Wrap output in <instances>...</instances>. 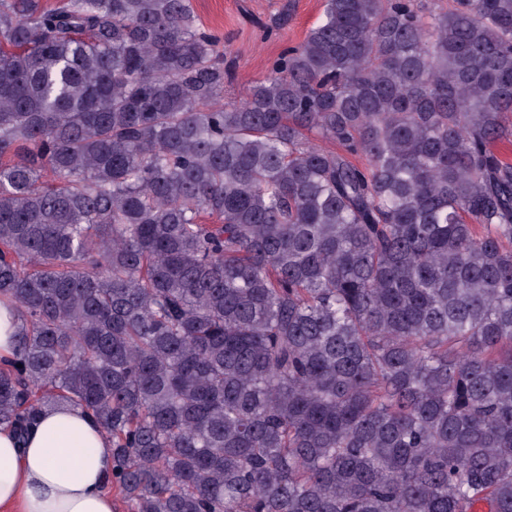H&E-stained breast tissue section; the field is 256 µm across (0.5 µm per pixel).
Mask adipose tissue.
Wrapping results in <instances>:
<instances>
[{"label":"adipose tissue","mask_w":512,"mask_h":512,"mask_svg":"<svg viewBox=\"0 0 512 512\" xmlns=\"http://www.w3.org/2000/svg\"><path fill=\"white\" fill-rule=\"evenodd\" d=\"M112 442L85 411L46 409L25 439L0 426V512H115Z\"/></svg>","instance_id":"obj_1"}]
</instances>
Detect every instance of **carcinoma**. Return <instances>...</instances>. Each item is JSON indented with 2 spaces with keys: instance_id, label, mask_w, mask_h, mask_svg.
I'll list each match as a JSON object with an SVG mask.
<instances>
[{
  "instance_id": "obj_1",
  "label": "carcinoma",
  "mask_w": 512,
  "mask_h": 512,
  "mask_svg": "<svg viewBox=\"0 0 512 512\" xmlns=\"http://www.w3.org/2000/svg\"><path fill=\"white\" fill-rule=\"evenodd\" d=\"M219 45L0 0V424L82 407L131 512H512V0ZM20 320L10 313V308L0 303V361L12 357L17 351V337L15 336Z\"/></svg>"
}]
</instances>
